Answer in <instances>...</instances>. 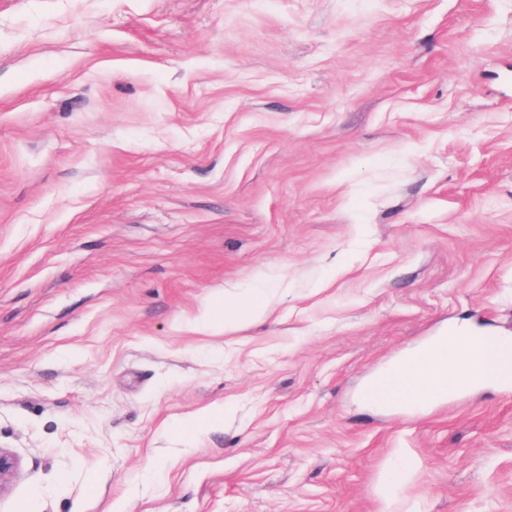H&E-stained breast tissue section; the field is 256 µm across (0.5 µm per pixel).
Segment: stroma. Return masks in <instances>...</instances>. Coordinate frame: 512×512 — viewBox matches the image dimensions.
<instances>
[{
  "label": "stroma",
  "instance_id": "obj_1",
  "mask_svg": "<svg viewBox=\"0 0 512 512\" xmlns=\"http://www.w3.org/2000/svg\"><path fill=\"white\" fill-rule=\"evenodd\" d=\"M461 325L512 0H0V512H512V383L362 397ZM266 310L260 305L241 303L234 307H224V320L235 319L241 322H248L260 319ZM19 469V460L12 452L0 448V497L8 489Z\"/></svg>",
  "mask_w": 512,
  "mask_h": 512
}]
</instances>
